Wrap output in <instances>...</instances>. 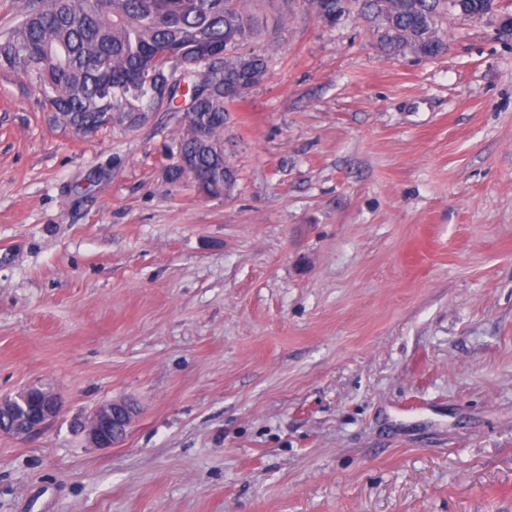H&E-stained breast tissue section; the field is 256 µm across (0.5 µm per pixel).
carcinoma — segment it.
<instances>
[{"instance_id":"carcinoma-1","label":"carcinoma","mask_w":512,"mask_h":512,"mask_svg":"<svg viewBox=\"0 0 512 512\" xmlns=\"http://www.w3.org/2000/svg\"><path fill=\"white\" fill-rule=\"evenodd\" d=\"M258 1L282 9L290 0H36L0 43V65L26 75L56 118L76 133L135 127L151 112H178L190 101L185 131L170 151L166 182L177 183L185 159L199 171L201 190L226 195L236 172L224 159L226 92L248 90L269 73L270 58L240 48L266 36ZM338 22L357 13L377 28L392 54L406 49L437 56L446 48L443 20L457 10L470 18L496 11V0H314ZM224 82L200 90L198 79L166 85L170 66L192 67L204 55Z\"/></svg>"}]
</instances>
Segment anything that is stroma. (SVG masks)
<instances>
[{
  "label": "stroma",
  "mask_w": 512,
  "mask_h": 512,
  "mask_svg": "<svg viewBox=\"0 0 512 512\" xmlns=\"http://www.w3.org/2000/svg\"><path fill=\"white\" fill-rule=\"evenodd\" d=\"M435 57L311 0L229 107L230 194L167 184L177 112L82 136L0 68V512H512V0ZM124 440L80 428L101 403ZM61 410L59 395L51 390L29 388L14 397L0 398V414L14 420L10 433L24 436L40 429ZM135 410L126 402L110 401L99 405L84 425L88 441L98 448L120 442L132 424Z\"/></svg>",
  "instance_id": "35a3bbf8"
}]
</instances>
